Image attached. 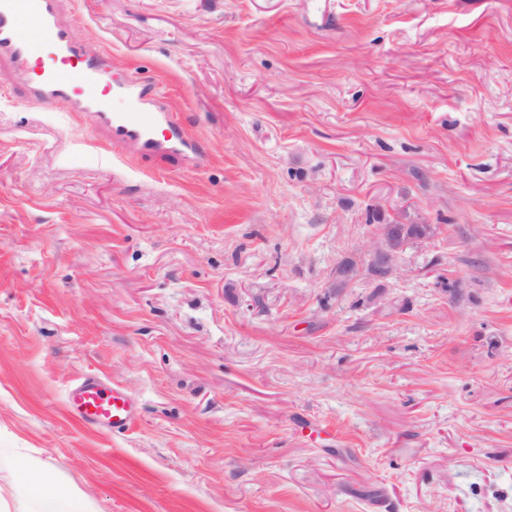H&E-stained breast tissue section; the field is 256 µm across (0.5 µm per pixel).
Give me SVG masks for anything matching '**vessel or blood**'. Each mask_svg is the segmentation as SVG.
<instances>
[{
    "mask_svg": "<svg viewBox=\"0 0 512 512\" xmlns=\"http://www.w3.org/2000/svg\"><path fill=\"white\" fill-rule=\"evenodd\" d=\"M103 64L74 39L62 0H0V68L19 77L24 96L91 117L106 141L130 152L199 155L152 87L133 79L113 85ZM67 402L84 423L115 433L136 420L132 397L98 375L79 379Z\"/></svg>",
    "mask_w": 512,
    "mask_h": 512,
    "instance_id": "vessel-or-blood-1",
    "label": "vessel or blood"
}]
</instances>
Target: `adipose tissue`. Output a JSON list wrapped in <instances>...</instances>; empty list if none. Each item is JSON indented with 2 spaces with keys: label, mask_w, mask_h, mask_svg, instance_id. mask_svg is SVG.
<instances>
[{
  "label": "adipose tissue",
  "mask_w": 512,
  "mask_h": 512,
  "mask_svg": "<svg viewBox=\"0 0 512 512\" xmlns=\"http://www.w3.org/2000/svg\"><path fill=\"white\" fill-rule=\"evenodd\" d=\"M16 476L27 488L34 503L33 512H88L72 492L58 488L55 471L26 457L14 461Z\"/></svg>",
  "instance_id": "adipose-tissue-1"
}]
</instances>
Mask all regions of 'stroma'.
<instances>
[{
    "mask_svg": "<svg viewBox=\"0 0 512 512\" xmlns=\"http://www.w3.org/2000/svg\"><path fill=\"white\" fill-rule=\"evenodd\" d=\"M205 159L0 78V512H512V0H63ZM436 224L385 299L328 274ZM89 374L136 427L71 420ZM16 476L34 503L29 512H90L72 492L57 487L55 471L27 457L14 460Z\"/></svg>",
    "mask_w": 512,
    "mask_h": 512,
    "instance_id": "stroma-1",
    "label": "stroma"
}]
</instances>
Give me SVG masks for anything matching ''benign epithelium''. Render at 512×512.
Returning <instances> with one entry per match:
<instances>
[{
	"label": "benign epithelium",
	"mask_w": 512,
	"mask_h": 512,
	"mask_svg": "<svg viewBox=\"0 0 512 512\" xmlns=\"http://www.w3.org/2000/svg\"><path fill=\"white\" fill-rule=\"evenodd\" d=\"M437 224H391L380 222L374 225L369 242L363 250L336 262L332 271V287L344 290L355 284L362 274L381 288L397 273L400 260L410 241L422 243L435 238Z\"/></svg>",
	"instance_id": "1"
}]
</instances>
